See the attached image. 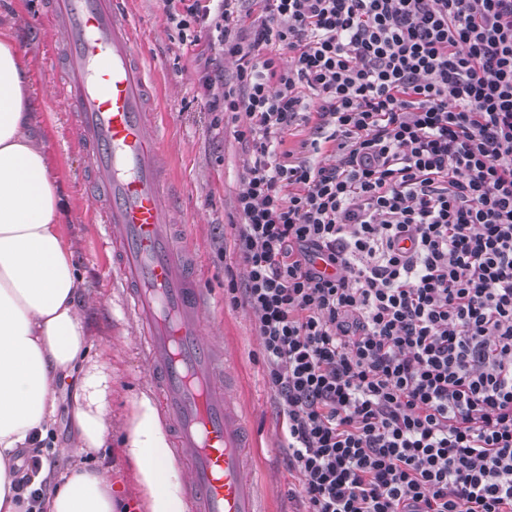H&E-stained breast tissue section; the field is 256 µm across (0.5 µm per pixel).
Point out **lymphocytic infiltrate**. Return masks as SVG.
<instances>
[{
	"instance_id": "lymphocytic-infiltrate-1",
	"label": "lymphocytic infiltrate",
	"mask_w": 512,
	"mask_h": 512,
	"mask_svg": "<svg viewBox=\"0 0 512 512\" xmlns=\"http://www.w3.org/2000/svg\"><path fill=\"white\" fill-rule=\"evenodd\" d=\"M238 2L167 17L217 49L209 111L251 120L228 292L304 512H512V0Z\"/></svg>"
}]
</instances>
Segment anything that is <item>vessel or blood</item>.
<instances>
[{
    "instance_id": "vessel-or-blood-1",
    "label": "vessel or blood",
    "mask_w": 512,
    "mask_h": 512,
    "mask_svg": "<svg viewBox=\"0 0 512 512\" xmlns=\"http://www.w3.org/2000/svg\"><path fill=\"white\" fill-rule=\"evenodd\" d=\"M121 0H51L48 24L64 31L59 88L77 116L98 220L112 233L115 271L136 345L150 364L175 454L190 471L195 512H265L246 468L250 441L218 350L204 338L211 298L192 273L195 252L177 246L165 198L163 135L149 110L152 73L135 47Z\"/></svg>"
}]
</instances>
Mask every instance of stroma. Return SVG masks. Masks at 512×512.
<instances>
[{
  "mask_svg": "<svg viewBox=\"0 0 512 512\" xmlns=\"http://www.w3.org/2000/svg\"><path fill=\"white\" fill-rule=\"evenodd\" d=\"M125 6L138 17L134 39L153 72V110L165 131L173 218L183 224L184 236L199 256V279L220 303L219 309L205 314L206 338L237 376L234 402L253 435L247 465L259 479L266 512H303L301 476L288 467L282 419L263 379L256 317L249 307L230 303L224 276L228 265L237 278L245 276L234 252L232 230L239 221L235 200L245 155L233 130L246 128L249 120L242 115L235 126H217L216 115L207 110L197 82L198 67L210 54L207 43L193 40L168 22L166 0H125ZM44 7L45 0H0V18L8 20L30 74L33 103L41 114L37 135L46 146L66 202L60 222L72 243L77 269L85 286L110 301L105 308L87 307L85 322L91 332L90 357L112 362V433L117 436L132 398L152 392L153 387L148 366L135 347L137 326L124 310L123 288L104 246V230L88 219L78 224L70 220L74 213H91L93 204L86 194L85 159L73 134L72 119L56 100L58 77L50 59L61 50L62 36L44 25ZM81 462L92 470H111L117 498L136 507L138 484L122 459L120 445L82 457Z\"/></svg>",
  "mask_w": 512,
  "mask_h": 512,
  "instance_id": "1",
  "label": "stroma"
}]
</instances>
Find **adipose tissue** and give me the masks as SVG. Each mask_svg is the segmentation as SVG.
Returning <instances> with one entry per match:
<instances>
[{"mask_svg": "<svg viewBox=\"0 0 512 512\" xmlns=\"http://www.w3.org/2000/svg\"><path fill=\"white\" fill-rule=\"evenodd\" d=\"M27 69L9 36H0V512H22L15 497V453L45 438L58 408V384L74 379L72 447L85 454L112 436L107 364L91 348L83 283L58 214L64 202L45 148L32 134L38 114ZM125 462L144 512H187L184 476L148 393L133 399L122 425ZM44 512H117L112 474L72 464L43 471Z\"/></svg>", "mask_w": 512, "mask_h": 512, "instance_id": "1", "label": "adipose tissue"}]
</instances>
